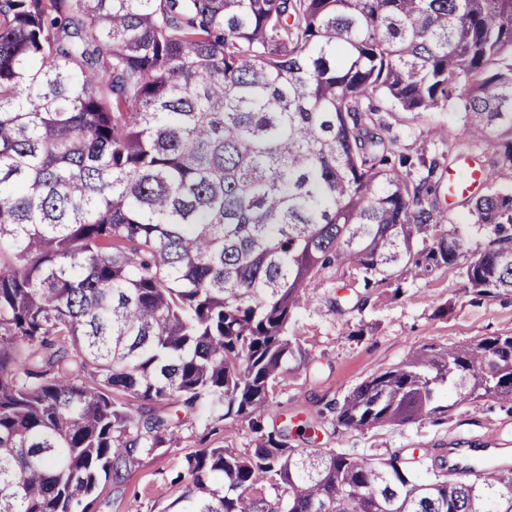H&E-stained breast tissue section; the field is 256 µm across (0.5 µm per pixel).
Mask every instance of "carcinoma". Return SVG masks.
I'll return each instance as SVG.
<instances>
[{
    "instance_id": "cac0c4a2",
    "label": "carcinoma",
    "mask_w": 512,
    "mask_h": 512,
    "mask_svg": "<svg viewBox=\"0 0 512 512\" xmlns=\"http://www.w3.org/2000/svg\"><path fill=\"white\" fill-rule=\"evenodd\" d=\"M373 94L460 103L512 167V0H0V512H90L174 438L173 405L246 422L252 448L186 457L162 512H512L511 469L292 448L266 423L328 276L338 310L459 264L512 292V189L488 170L491 236L459 263L439 159L401 151ZM482 400L512 404V333L423 344L336 420Z\"/></svg>"
}]
</instances>
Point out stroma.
<instances>
[{
	"label": "stroma",
	"mask_w": 512,
	"mask_h": 512,
	"mask_svg": "<svg viewBox=\"0 0 512 512\" xmlns=\"http://www.w3.org/2000/svg\"><path fill=\"white\" fill-rule=\"evenodd\" d=\"M372 103L392 135L429 156L444 151L449 130L459 127L452 106L416 115L380 95ZM451 228L463 243V258L485 248L487 233L474 224L464 198L453 205ZM339 293L335 279H325L297 310L293 331L309 351L310 362L289 371L274 400L269 427L287 426L289 443L296 448L354 449L378 457L422 455L436 448H499L512 459V405L480 402L454 410L439 423L363 433L338 425L331 410L362 381L398 364L422 344L469 343L512 332V293L477 295L465 288L456 267L405 282L398 296L392 289H380L360 310H334ZM169 415L175 439L152 453L135 455L123 483L100 486L91 512H161L181 493L171 479L186 456L203 448L243 450L251 445L246 422L214 423L184 415L177 407Z\"/></svg>",
	"instance_id": "1"
}]
</instances>
